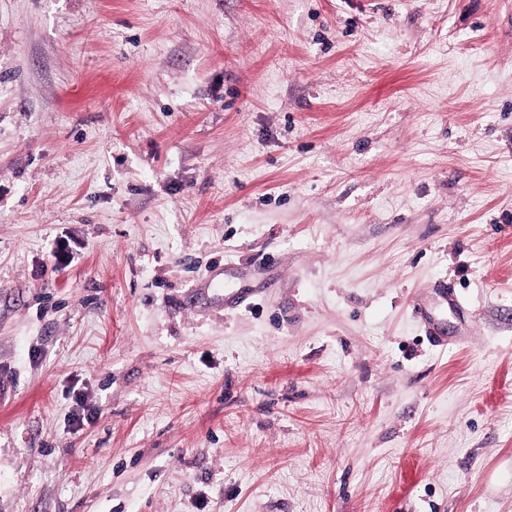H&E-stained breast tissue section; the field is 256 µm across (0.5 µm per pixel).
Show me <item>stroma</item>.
Wrapping results in <instances>:
<instances>
[{"label": "stroma", "mask_w": 512, "mask_h": 512, "mask_svg": "<svg viewBox=\"0 0 512 512\" xmlns=\"http://www.w3.org/2000/svg\"><path fill=\"white\" fill-rule=\"evenodd\" d=\"M0 512H512V0H0Z\"/></svg>", "instance_id": "1"}]
</instances>
